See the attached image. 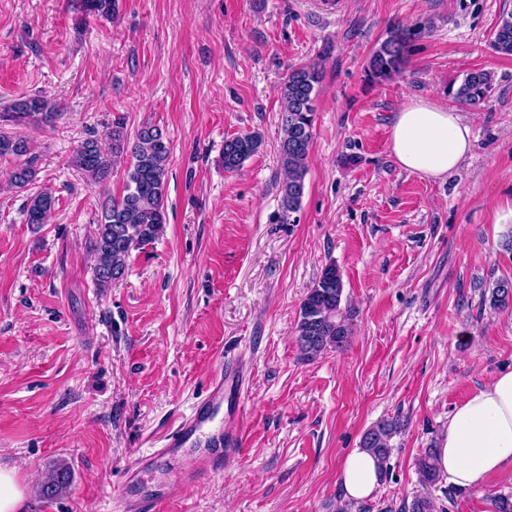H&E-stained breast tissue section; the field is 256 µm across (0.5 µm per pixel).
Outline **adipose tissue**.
Instances as JSON below:
<instances>
[{
  "mask_svg": "<svg viewBox=\"0 0 512 512\" xmlns=\"http://www.w3.org/2000/svg\"><path fill=\"white\" fill-rule=\"evenodd\" d=\"M472 147V128L459 112L428 99L404 104L391 128L396 163L425 178L448 176ZM437 459L440 472L462 488L480 487L489 475L512 467V370L499 374L449 416ZM340 480L347 498L370 497L379 482L375 458L352 449L341 465Z\"/></svg>",
  "mask_w": 512,
  "mask_h": 512,
  "instance_id": "ef3b65f1",
  "label": "adipose tissue"
}]
</instances>
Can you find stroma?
I'll list each match as a JSON object with an SVG mask.
<instances>
[{
  "mask_svg": "<svg viewBox=\"0 0 512 512\" xmlns=\"http://www.w3.org/2000/svg\"><path fill=\"white\" fill-rule=\"evenodd\" d=\"M119 0L83 18L77 0H0V110L42 94L51 125L0 124L32 144L35 181L10 187L0 159V467L16 471L23 512H119L120 472L190 412L223 359L250 365L248 440L219 476L174 490L168 512H400L419 488L415 460L439 447L448 417L512 369V306L489 286L512 281V57L491 47L512 0ZM410 30L400 74L367 71L390 28ZM321 69L300 209L284 217L278 89ZM494 77L450 176L402 170L393 118L412 99L454 106L448 86ZM456 106V105H455ZM150 122L171 147L166 228L133 251L124 279L99 291L89 242L125 169L106 182L70 164L113 122ZM260 133L234 173L226 139ZM51 192L49 223L30 196ZM336 265L349 343L310 361L294 333L300 304ZM399 418L389 470L372 498L346 502L338 471L376 422ZM59 499L36 487L58 463ZM438 512H494L512 468L479 488L441 482ZM27 223L46 224L55 206V198L47 192H39L29 199Z\"/></svg>",
  "mask_w": 512,
  "mask_h": 512,
  "instance_id": "stroma-1",
  "label": "stroma"
}]
</instances>
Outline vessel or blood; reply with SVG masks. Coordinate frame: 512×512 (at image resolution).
Returning <instances> with one entry per match:
<instances>
[{"label": "vessel or blood", "instance_id": "1", "mask_svg": "<svg viewBox=\"0 0 512 512\" xmlns=\"http://www.w3.org/2000/svg\"><path fill=\"white\" fill-rule=\"evenodd\" d=\"M249 378V368L243 361L224 360L208 379L191 413L177 419L163 435L159 448L129 458L122 469L118 490L121 512H166L173 488L190 490L205 475L222 474L225 461L242 454L246 432L238 419L244 411ZM164 458L181 463L172 484L139 492L144 478Z\"/></svg>", "mask_w": 512, "mask_h": 512}]
</instances>
